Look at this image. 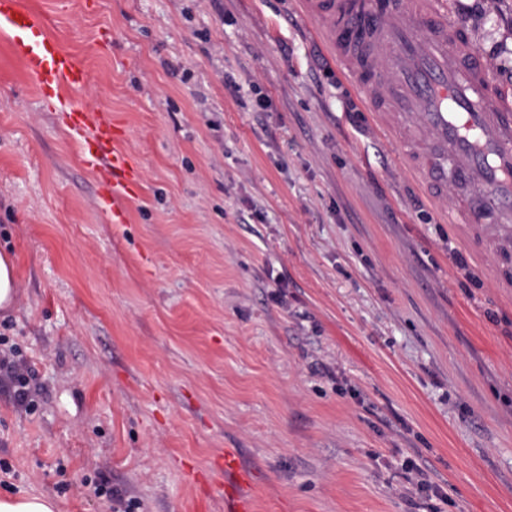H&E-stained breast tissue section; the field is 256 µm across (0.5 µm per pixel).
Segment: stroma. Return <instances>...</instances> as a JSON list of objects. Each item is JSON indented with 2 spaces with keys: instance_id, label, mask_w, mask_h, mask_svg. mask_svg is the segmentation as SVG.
<instances>
[{
  "instance_id": "stroma-1",
  "label": "stroma",
  "mask_w": 512,
  "mask_h": 512,
  "mask_svg": "<svg viewBox=\"0 0 512 512\" xmlns=\"http://www.w3.org/2000/svg\"><path fill=\"white\" fill-rule=\"evenodd\" d=\"M140 168L123 223L0 33V494L58 512H512V288L299 0H20ZM512 86V0H448ZM464 257L467 268L457 265ZM414 462L436 488L425 495ZM13 282V267L11 260L5 256L0 255V308H8L13 301L14 283ZM217 467L224 469V478L226 474L234 478L235 487L232 493V511L230 512H254L253 499L241 491L244 486L250 484V474L240 466L237 457L229 451L225 452Z\"/></svg>"
}]
</instances>
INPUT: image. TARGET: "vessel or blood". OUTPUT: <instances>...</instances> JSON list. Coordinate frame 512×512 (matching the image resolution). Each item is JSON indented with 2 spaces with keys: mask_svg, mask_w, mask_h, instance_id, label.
Returning <instances> with one entry per match:
<instances>
[{
  "mask_svg": "<svg viewBox=\"0 0 512 512\" xmlns=\"http://www.w3.org/2000/svg\"><path fill=\"white\" fill-rule=\"evenodd\" d=\"M375 123L391 134L430 203L500 258L512 255V88L501 85L470 42L457 38L447 0H301ZM0 28L41 96L97 173L113 218L139 171L115 114L73 100L89 83L85 66L19 0H0ZM233 477L232 512H254L250 475L233 453L219 463Z\"/></svg>",
  "mask_w": 512,
  "mask_h": 512,
  "instance_id": "obj_1",
  "label": "vessel or blood"
}]
</instances>
